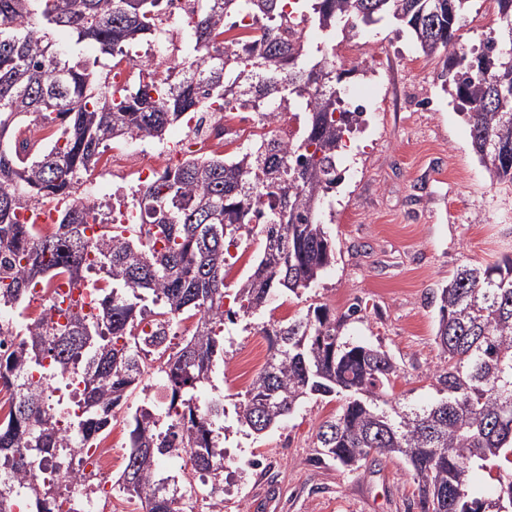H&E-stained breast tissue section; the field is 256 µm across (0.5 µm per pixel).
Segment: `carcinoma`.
I'll use <instances>...</instances> for the list:
<instances>
[{"label": "carcinoma", "mask_w": 512, "mask_h": 512, "mask_svg": "<svg viewBox=\"0 0 512 512\" xmlns=\"http://www.w3.org/2000/svg\"><path fill=\"white\" fill-rule=\"evenodd\" d=\"M183 63L163 76L142 69L136 89L97 75L94 45L112 59L160 32L166 0H0V313L22 307L51 275L65 272L94 289L96 303L69 309L65 324L38 319L23 329L0 319V386L14 392L0 423V468L23 479L59 450L83 451L112 428L129 393L152 364L136 331L146 315L163 324L195 319L193 334L167 352L151 339L156 370L170 395L163 418L142 406L130 419L129 451L113 483L143 512H176L177 489L157 474L175 448L198 472L218 476L224 459V406H201L224 358L228 246L257 237L260 252L235 294L245 316L271 297L315 286L333 258L319 212L341 180L339 155L362 113L342 109L346 70L336 61V32L352 38L381 22L406 25L426 59L442 60L470 127L471 146L494 181L512 182V97L494 76L512 74V0H494L499 33L467 53L460 31L468 0H196ZM318 28L310 49L288 39V12ZM247 15V35L226 36L225 20ZM266 112H304L301 135L285 145L273 133L229 156L206 153L167 168L135 190L140 224H95V205L73 199L107 143L147 136L188 112L231 104ZM60 203L55 235L38 238L19 211ZM435 342L446 361L437 375L443 397L411 406L384 397L397 376L389 353L342 336L344 317L320 305L264 328L268 358L245 392L238 422L262 433L313 397L340 396L336 417L316 433L318 460L368 472L399 459L417 485L420 512H512V257L463 264L438 289ZM50 361L58 373L77 367L83 414L79 437L59 433L50 386L27 370ZM496 467L488 497L471 484L476 469ZM32 512H57L52 487L28 482Z\"/></svg>", "instance_id": "carcinoma-1"}]
</instances>
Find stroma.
Here are the masks:
<instances>
[{
    "mask_svg": "<svg viewBox=\"0 0 512 512\" xmlns=\"http://www.w3.org/2000/svg\"><path fill=\"white\" fill-rule=\"evenodd\" d=\"M360 38L375 57L342 88L372 86L376 94L322 210L334 260L301 296L278 294L264 314L225 323L224 361L200 395L223 399L228 411L224 445L232 453L217 484L221 512H418L402 461H380L365 474L316 463V429L340 398L309 400L260 436L242 427L235 409L258 373L242 362V347L265 341L267 323L308 307L341 316L357 303L362 313L343 332L393 357L399 373L387 396L430 403L445 365L434 341L433 290L460 264L512 256V183L492 181L474 154L468 126L442 89L441 61L419 56L408 32L393 25L363 28Z\"/></svg>",
    "mask_w": 512,
    "mask_h": 512,
    "instance_id": "1",
    "label": "stroma"
}]
</instances>
